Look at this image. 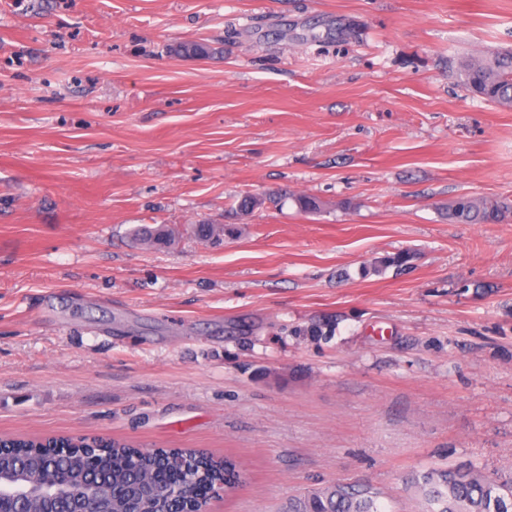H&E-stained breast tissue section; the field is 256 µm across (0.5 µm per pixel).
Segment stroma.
Returning <instances> with one entry per match:
<instances>
[{
	"instance_id": "1",
	"label": "stroma",
	"mask_w": 512,
	"mask_h": 512,
	"mask_svg": "<svg viewBox=\"0 0 512 512\" xmlns=\"http://www.w3.org/2000/svg\"><path fill=\"white\" fill-rule=\"evenodd\" d=\"M510 47L512 0H0V436L229 457L209 512L512 474V214L446 213L512 200L459 72ZM512 209L506 198H475L463 196L448 207V219L472 224H495Z\"/></svg>"
}]
</instances>
